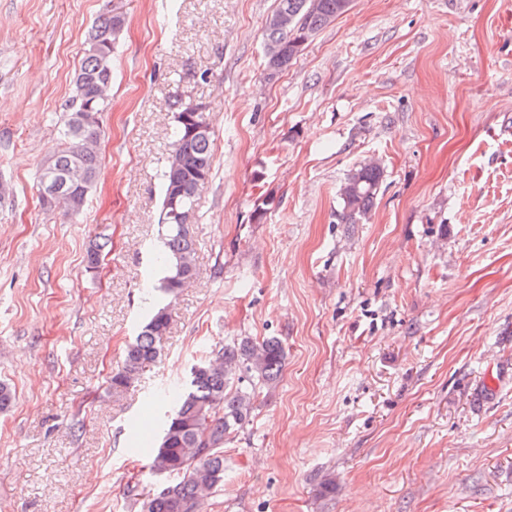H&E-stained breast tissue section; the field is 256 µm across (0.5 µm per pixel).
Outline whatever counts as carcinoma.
Masks as SVG:
<instances>
[{"label": "carcinoma", "instance_id": "obj_1", "mask_svg": "<svg viewBox=\"0 0 512 512\" xmlns=\"http://www.w3.org/2000/svg\"><path fill=\"white\" fill-rule=\"evenodd\" d=\"M352 0H276L270 17L282 16L280 25L265 22V45L277 46L275 62L264 59L274 74L288 69L303 50L306 39L347 12ZM125 20L115 13L101 15L85 41L82 65L64 105V125L59 143L46 157L38 176L39 195H54V211L76 217L101 177L97 144L101 121H86L84 110H108L107 90L112 85V56ZM170 156L180 159L178 170L165 162L160 216L161 249L158 262L164 273L159 290L167 296L181 291L195 278L196 249L193 224H182L173 216L172 177H178L180 207L195 213L200 179L212 171L213 140L208 120L189 118L173 128ZM382 170L364 164L352 171L341 187L343 209L339 219L355 224L365 216L378 196ZM108 242L96 241L87 249V268L99 267ZM168 308L150 304L144 325L131 338L122 365L113 372L111 388L130 386L143 364L156 360L169 326ZM286 359L282 341L276 336L260 340L240 339L219 343L194 362L181 388L169 399L172 408L160 436L152 438L140 429L136 447L146 450L149 467L167 480L142 501L141 512H201L205 501L224 485V442L251 420L261 388H271L280 379Z\"/></svg>", "mask_w": 512, "mask_h": 512}]
</instances>
